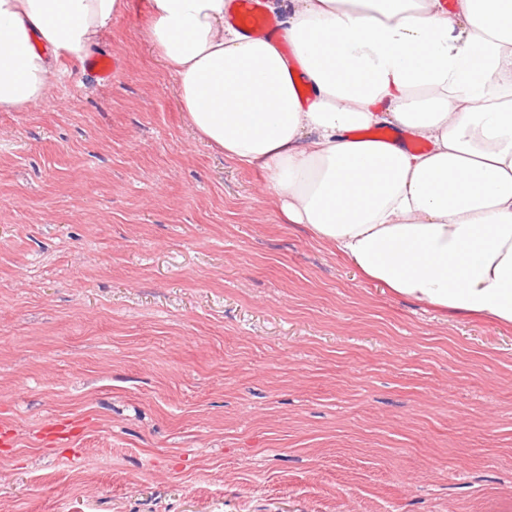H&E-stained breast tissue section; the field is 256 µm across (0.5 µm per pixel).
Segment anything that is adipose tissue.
I'll return each instance as SVG.
<instances>
[{
    "label": "adipose tissue",
    "mask_w": 512,
    "mask_h": 512,
    "mask_svg": "<svg viewBox=\"0 0 512 512\" xmlns=\"http://www.w3.org/2000/svg\"><path fill=\"white\" fill-rule=\"evenodd\" d=\"M126 0H0V110L49 92ZM150 0L145 43L209 146L370 281L512 325V0ZM388 125L399 135L370 137ZM237 4L240 21L246 29L260 31L264 36L276 35V28L267 23L260 15L257 0H238ZM247 16L251 20L246 19Z\"/></svg>",
    "instance_id": "ef3b65f1"
}]
</instances>
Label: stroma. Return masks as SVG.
I'll return each mask as SVG.
<instances>
[{"label":"stroma","instance_id":"stroma-1","mask_svg":"<svg viewBox=\"0 0 512 512\" xmlns=\"http://www.w3.org/2000/svg\"><path fill=\"white\" fill-rule=\"evenodd\" d=\"M148 3L0 112V512H512V327L288 223Z\"/></svg>","mask_w":512,"mask_h":512}]
</instances>
